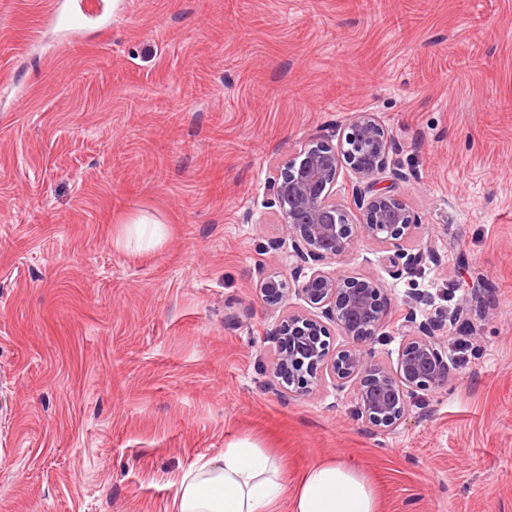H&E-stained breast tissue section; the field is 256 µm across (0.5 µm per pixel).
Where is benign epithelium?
I'll return each instance as SVG.
<instances>
[{
  "label": "benign epithelium",
  "mask_w": 512,
  "mask_h": 512,
  "mask_svg": "<svg viewBox=\"0 0 512 512\" xmlns=\"http://www.w3.org/2000/svg\"><path fill=\"white\" fill-rule=\"evenodd\" d=\"M395 151L391 133L375 114L359 112L344 127L339 145L314 137L296 157L285 160L274 181L271 207L291 243L292 278L268 275L258 284L262 302L282 313L272 333V380L293 396L307 395L326 382L347 390L358 415L381 432L400 426L417 392L448 378L447 326L461 332L469 326L464 302L420 319L416 308L422 299L410 298L399 327L397 358L389 366L381 364L365 342L388 325L383 283L321 268L356 240L394 250L389 261L396 265L435 258L430 238L421 239L414 253L404 247L418 228L416 216L402 196L379 187L388 170L398 181L411 177L401 168L389 169ZM345 169L352 176V210L337 203L334 194ZM294 295L305 306L292 305ZM335 334L341 343H335Z\"/></svg>",
  "instance_id": "obj_1"
}]
</instances>
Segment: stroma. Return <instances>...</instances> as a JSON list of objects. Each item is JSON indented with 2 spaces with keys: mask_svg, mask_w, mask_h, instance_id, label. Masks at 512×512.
<instances>
[{
  "mask_svg": "<svg viewBox=\"0 0 512 512\" xmlns=\"http://www.w3.org/2000/svg\"><path fill=\"white\" fill-rule=\"evenodd\" d=\"M0 0V512H174L180 473L249 439L297 486L341 460L378 512H512V0ZM371 112L438 258L383 282L392 364L410 293L449 327L450 372L391 434L349 392L273 384L289 274L281 162ZM160 227L138 240L129 224Z\"/></svg>",
  "mask_w": 512,
  "mask_h": 512,
  "instance_id": "35a3bbf8",
  "label": "stroma"
}]
</instances>
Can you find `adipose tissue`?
<instances>
[{
	"mask_svg": "<svg viewBox=\"0 0 512 512\" xmlns=\"http://www.w3.org/2000/svg\"><path fill=\"white\" fill-rule=\"evenodd\" d=\"M377 512L373 490L350 465H312L296 489L283 460L248 440L194 460L182 473L174 512Z\"/></svg>",
	"mask_w": 512,
	"mask_h": 512,
	"instance_id": "1",
	"label": "adipose tissue"
}]
</instances>
